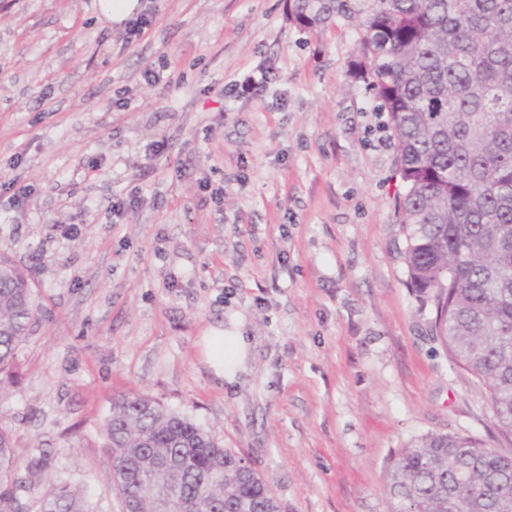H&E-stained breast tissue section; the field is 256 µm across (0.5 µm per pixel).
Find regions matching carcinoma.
<instances>
[{
  "label": "carcinoma",
  "instance_id": "carcinoma-1",
  "mask_svg": "<svg viewBox=\"0 0 512 512\" xmlns=\"http://www.w3.org/2000/svg\"><path fill=\"white\" fill-rule=\"evenodd\" d=\"M343 8L294 0L311 28ZM356 65L396 141L410 284L435 306L448 357L487 389L512 434V0H372ZM37 309L30 279L0 254V396L18 383L16 348ZM122 512H280L253 463L145 394L118 395L102 428ZM10 431L0 428V512H30ZM388 512H512V454L465 434L405 449ZM36 512H89L60 483Z\"/></svg>",
  "mask_w": 512,
  "mask_h": 512
}]
</instances>
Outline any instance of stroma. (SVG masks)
I'll use <instances>...</instances> for the list:
<instances>
[{"label":"stroma","mask_w":512,"mask_h":512,"mask_svg":"<svg viewBox=\"0 0 512 512\" xmlns=\"http://www.w3.org/2000/svg\"><path fill=\"white\" fill-rule=\"evenodd\" d=\"M94 2L0 0V184L29 191L0 193V253L39 307L0 427L48 456L23 501L63 480L121 512L101 437L121 394L249 457L281 512H386L428 434L512 454L409 284L389 115L351 71L370 0L312 29L289 0H138L135 39ZM214 327L247 347L233 378L203 360Z\"/></svg>","instance_id":"stroma-1"}]
</instances>
